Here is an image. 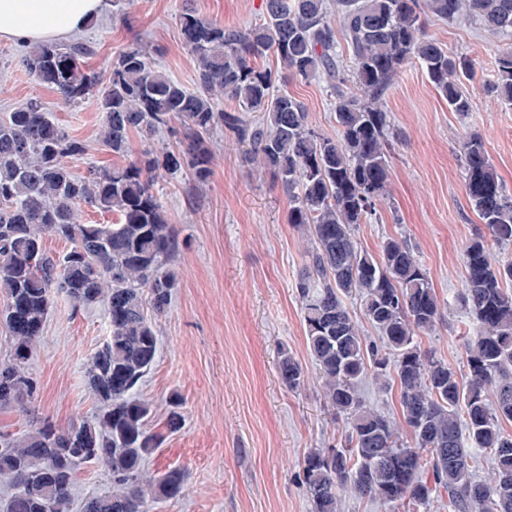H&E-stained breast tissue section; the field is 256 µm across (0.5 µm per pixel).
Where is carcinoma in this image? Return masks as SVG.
<instances>
[{
	"instance_id": "carcinoma-1",
	"label": "carcinoma",
	"mask_w": 512,
	"mask_h": 512,
	"mask_svg": "<svg viewBox=\"0 0 512 512\" xmlns=\"http://www.w3.org/2000/svg\"><path fill=\"white\" fill-rule=\"evenodd\" d=\"M263 22L226 27L186 9L179 23L197 61L196 90L156 69L139 43L112 60L105 75L84 59V42L36 43L23 64L39 85L77 104L97 96L104 114L101 143L116 156L130 152L136 131L178 137L171 150H145L137 160L74 175L69 161L87 152L46 111L37 96L0 115V325L10 356L0 362V409L30 411L38 383L28 361L43 334L55 296L75 310L102 304L108 336L88 361V386L99 404L89 420L57 428L48 421L0 434V484L11 495L0 512H72V487L87 464L105 467L112 490L86 498L82 512H150L180 498L181 469L146 467L165 434L149 428L152 403L137 395L159 349L155 318L171 304L181 243L155 189L181 174L205 187L212 175L210 139L225 130L279 183L292 224L309 238L296 283L306 342L332 414L347 430L340 444L312 448L299 478L311 512H340L342 494L396 509L430 508L448 497V512H512V260L494 257L489 242L512 244V199L478 134L459 141L468 198L488 236L470 239L457 294L474 325L467 340L469 380L421 349L418 337L436 329L442 305L419 256L404 237H389L379 253L358 248L355 230L386 200L392 142L384 93L402 69L417 63L461 114L471 109L466 83L473 61L448 52L425 32L428 16L474 21L491 34L512 35V0H263ZM351 50L354 85L341 69L336 29ZM273 52L281 69L253 59ZM488 92L512 105V47L497 50ZM323 79L336 97L338 136L310 127L304 104L282 89L290 79ZM230 101L219 107V97ZM253 112L262 119H250ZM112 213V224H84L83 207ZM53 235L71 244L61 257L46 252ZM360 301L380 336L367 342L347 300ZM279 378L290 391L307 373L280 349ZM367 376L399 386L410 439L364 404ZM166 429L182 423L179 396L167 400ZM491 471L476 476L481 455Z\"/></svg>"
}]
</instances>
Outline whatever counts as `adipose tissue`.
Wrapping results in <instances>:
<instances>
[{"label":"adipose tissue","instance_id":"ef3b65f1","mask_svg":"<svg viewBox=\"0 0 512 512\" xmlns=\"http://www.w3.org/2000/svg\"><path fill=\"white\" fill-rule=\"evenodd\" d=\"M103 0H0V40L50 42L81 30Z\"/></svg>","mask_w":512,"mask_h":512}]
</instances>
